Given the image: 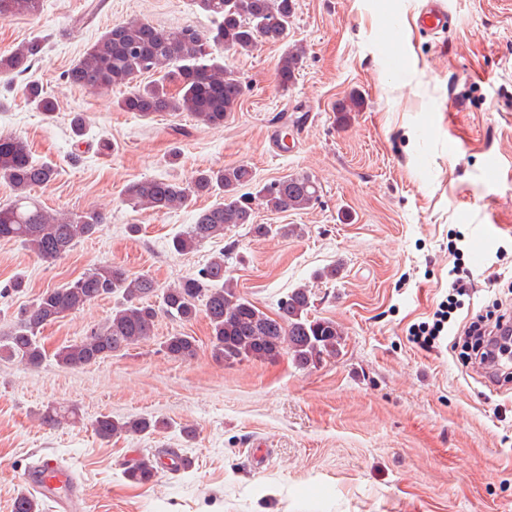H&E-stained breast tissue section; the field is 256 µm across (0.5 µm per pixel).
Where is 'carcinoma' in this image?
<instances>
[{"mask_svg":"<svg viewBox=\"0 0 512 512\" xmlns=\"http://www.w3.org/2000/svg\"><path fill=\"white\" fill-rule=\"evenodd\" d=\"M209 18L203 31L184 26L162 34L149 23L121 22L112 25L67 70V81L95 89L127 88L118 101L124 112L141 117L155 113L189 112L202 123L220 127L235 111L243 85L224 65L221 49L248 52L259 43L277 44L288 37L295 12L294 0H195ZM43 0H0V20L21 13L37 15ZM39 42L31 41L10 52L0 53V75H21L40 54ZM302 54L286 52L276 68L283 88L295 78ZM151 74L154 79L141 83ZM36 108L48 114L55 103L38 85H26ZM55 179V170L33 161L21 139L0 136V180L13 191L14 199L0 206V240L15 241L42 260L55 261L67 255L83 238L99 231L101 214L87 212L73 218H55L30 198L35 187ZM137 208L159 214L182 206L192 198L218 195L219 201L198 212L194 224L174 236L169 247L188 253L201 244L224 235L231 227L246 225L258 237L279 234L285 227L255 221V202L275 212L302 210L319 198V187L308 175L291 174L260 183L247 164L222 170H201L189 181L144 179L125 190ZM225 253L211 258L197 274L177 285L160 288L147 275H130L117 265H99L60 288L39 294L20 314L11 331L0 336V356L37 367L45 359L40 331L91 302L115 296L117 301L106 321L80 341L59 348L57 363L80 368L93 365L113 353L153 335L160 315L190 322L204 313L210 328L212 354L226 364L244 359L272 360L281 352L295 364L308 366L323 355L336 352L341 331L330 319L309 316L311 293L295 288L282 298L279 311L269 315L242 297L231 281L224 279ZM165 352L184 361L197 355L196 339L185 334L167 337ZM78 411L69 406L50 405L41 414L42 423L58 425L76 420ZM97 437L110 441L122 433L153 434L167 427L165 421L141 417L119 421L101 414L92 422ZM158 460L144 457L124 470L134 484L153 479Z\"/></svg>","mask_w":512,"mask_h":512,"instance_id":"obj_1","label":"carcinoma"}]
</instances>
